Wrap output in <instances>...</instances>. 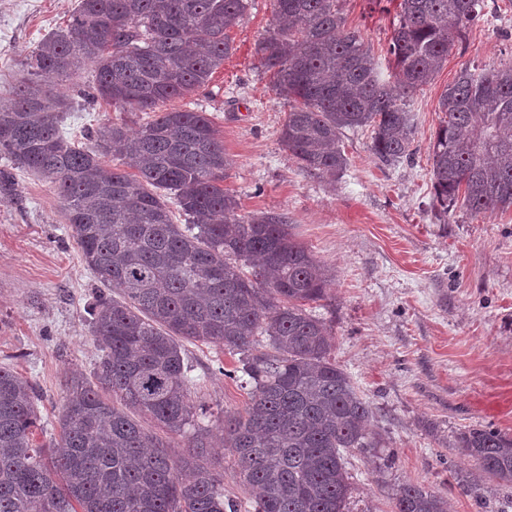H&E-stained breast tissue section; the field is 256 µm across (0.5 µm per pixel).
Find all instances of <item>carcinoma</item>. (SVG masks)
I'll use <instances>...</instances> for the list:
<instances>
[{
    "instance_id": "cac0c4a2",
    "label": "carcinoma",
    "mask_w": 512,
    "mask_h": 512,
    "mask_svg": "<svg viewBox=\"0 0 512 512\" xmlns=\"http://www.w3.org/2000/svg\"><path fill=\"white\" fill-rule=\"evenodd\" d=\"M276 28L259 66L287 93L280 142L302 168L333 179L347 167L345 129L370 128L385 165L410 158L406 99L431 83L454 35L482 0H400L381 79L342 0H274ZM249 0H77L68 23L21 63L0 102V157L56 191L72 237L102 287L87 314L99 360L93 380L66 386L58 434L35 440L39 392L0 367V512H238L212 467L210 428L191 399L181 341L241 354L245 414L215 419L248 512H347L346 456L379 447L369 402L331 358L334 336L307 305L332 280L292 236L288 217L238 213L224 189L232 159L204 112L160 110L202 85L232 51L229 31ZM86 66L91 102L157 116L131 133L112 124L80 147L62 127L68 102L41 83ZM432 144L434 200L443 211L512 208V63L460 70L440 99ZM132 161L134 172L122 168ZM175 205L184 223L173 221ZM249 272H244V268ZM149 418L154 429L138 417ZM180 437L175 456L157 431ZM456 447L477 478L512 486V437L472 428ZM394 512H448V500L406 483Z\"/></svg>"
}]
</instances>
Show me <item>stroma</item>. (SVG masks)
Here are the masks:
<instances>
[{"mask_svg": "<svg viewBox=\"0 0 512 512\" xmlns=\"http://www.w3.org/2000/svg\"><path fill=\"white\" fill-rule=\"evenodd\" d=\"M484 10L455 40L434 81L408 102L415 116L412 159L382 165L369 129L341 136L346 169L328 181L282 147L288 110L254 54L275 24L273 0H252L230 32L233 51L194 93L165 110L207 113L233 165L224 187L242 213L288 217L298 242L333 273L313 311L331 326L333 360L369 401L374 453L350 457L349 512H392L405 483L440 491L449 512H512V487L476 485L475 462L458 434L487 428L512 436V209L471 215L434 202L431 145L443 118L440 97L461 68L512 62V0ZM76 0H0V101L20 79V62L49 32L66 25ZM382 76L396 23V0H343ZM91 73L59 81L71 102L63 128L86 140L112 124L137 130L152 112H118L78 96ZM9 170V169H8ZM0 191V366L33 382L41 396L37 443H48L67 382L91 375L99 352L84 307L98 282L87 267L51 185L9 170ZM196 384L191 398L208 412H243L248 388L224 377L238 357L184 342Z\"/></svg>", "mask_w": 512, "mask_h": 512, "instance_id": "1", "label": "stroma"}]
</instances>
